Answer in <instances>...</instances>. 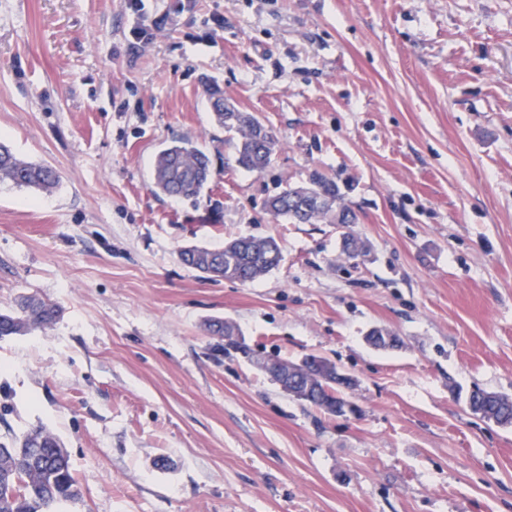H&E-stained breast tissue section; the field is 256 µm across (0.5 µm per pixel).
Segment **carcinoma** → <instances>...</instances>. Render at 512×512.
<instances>
[{
	"label": "carcinoma",
	"mask_w": 512,
	"mask_h": 512,
	"mask_svg": "<svg viewBox=\"0 0 512 512\" xmlns=\"http://www.w3.org/2000/svg\"><path fill=\"white\" fill-rule=\"evenodd\" d=\"M208 103L215 122L231 134L227 143L231 161L251 173L264 171L272 161L275 139L271 132L250 112L224 104L218 89L209 94ZM213 177L207 153L197 143L181 138L161 149L155 157L151 181L157 195L195 199ZM0 182L17 188L48 192L59 184L57 171L44 163L17 157L0 142ZM267 208L277 218L294 224H342L344 254L358 256L359 242L354 233L358 216L341 202L336 182L319 172L298 186H288L270 197ZM180 260L209 276L251 283L277 268L282 260L278 242L271 238L240 237L224 243L220 249L188 247L180 251ZM58 307L35 295L21 294L12 309L0 312V338L23 336L50 326L58 317ZM212 336H221L236 350L246 346L233 339L231 325L215 319L206 326ZM292 370L308 394L301 401L334 415L336 395L349 399L339 387L336 366L328 360L307 355L300 362L279 361ZM473 414L496 424L512 426V397L494 392L469 402ZM82 499L69 455L51 430L39 427L22 437L0 442V512H58L67 503Z\"/></svg>",
	"instance_id": "obj_1"
}]
</instances>
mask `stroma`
I'll return each instance as SVG.
<instances>
[{
    "label": "stroma",
    "instance_id": "1",
    "mask_svg": "<svg viewBox=\"0 0 512 512\" xmlns=\"http://www.w3.org/2000/svg\"><path fill=\"white\" fill-rule=\"evenodd\" d=\"M0 0V141L60 175L0 186V311L50 327L0 339V442L43 426L84 498L62 512H512V0ZM276 140L228 159L207 80ZM214 176L155 195L172 139ZM358 214L291 224L267 200L312 171ZM275 238L253 283L202 278L190 245ZM232 323L225 348L207 320ZM381 329L397 346L376 349ZM315 355L359 411L303 404L256 362ZM127 8L140 19V27L136 30L137 35L145 37L150 30L159 32L165 26V17L149 18L143 15V0H127ZM58 307L35 295L21 294L12 309L0 312V338L23 336L50 326L58 317ZM485 396L475 402L469 400V408L473 414L483 419L492 420L496 424L512 426V397L479 389Z\"/></svg>",
    "mask_w": 512,
    "mask_h": 512
}]
</instances>
